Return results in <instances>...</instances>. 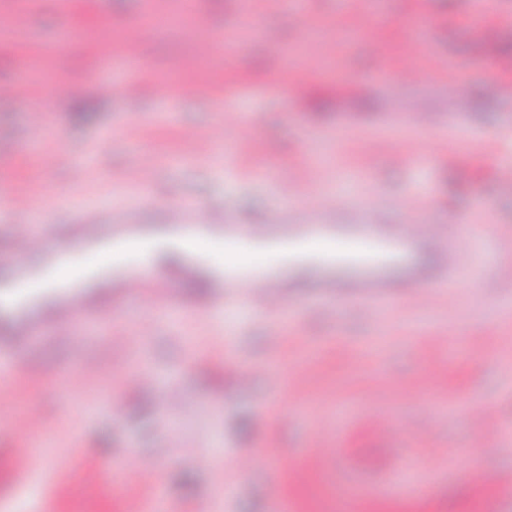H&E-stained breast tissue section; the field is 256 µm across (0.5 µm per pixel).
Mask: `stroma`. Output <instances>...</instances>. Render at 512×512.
<instances>
[{
    "mask_svg": "<svg viewBox=\"0 0 512 512\" xmlns=\"http://www.w3.org/2000/svg\"><path fill=\"white\" fill-rule=\"evenodd\" d=\"M336 10V0H304L299 13L264 11L257 0H172L160 21L144 0H17L0 13V83L32 90L0 100L11 151L0 186L26 190L41 222L65 231L83 211L122 209L128 199L114 181L148 168L143 231L160 239L151 275L173 297L165 309L147 292L130 299L116 269L69 335H56L51 303L41 306L43 336L19 350L27 380L0 394V512H124L157 491L164 512H512V487L468 483L457 471L463 461L512 479V187L498 180L512 168V74L498 68L512 58V0H381L350 19ZM249 17L277 31L278 44L253 38L213 67L219 43ZM494 20L498 35L485 41ZM349 22L358 39L325 55L323 40ZM65 32L60 61L46 48ZM131 32L142 58L114 74L137 85L133 106L98 88L102 58ZM409 67L417 77L400 79ZM306 68V94L285 97L283 80ZM163 83L175 96L157 97ZM131 111L141 115L132 129ZM410 112L436 123L419 129ZM217 126L219 142L185 136ZM417 141L413 160L405 151ZM78 169L94 182L77 187ZM311 172V198L331 186L348 198L339 224L362 223L358 202L373 196L388 224L417 203L429 224L492 225L491 235L460 241L478 287L448 292L427 254L425 276L372 305L320 292L328 270L307 262L284 268L287 345L273 348L272 319L243 303L201 315L211 292L198 285L209 272L165 244L166 207L260 225L289 211L279 183ZM30 223L0 212V337L19 316L1 286L15 274L12 229ZM419 288L431 291L422 307L410 302ZM446 333L452 345L432 344ZM244 365L255 368L246 384ZM486 402L490 416L473 418L471 406ZM18 448L66 466L28 475ZM346 485L358 493L341 496Z\"/></svg>",
    "mask_w": 512,
    "mask_h": 512,
    "instance_id": "stroma-1",
    "label": "stroma"
}]
</instances>
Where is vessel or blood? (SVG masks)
I'll list each match as a JSON object with an SVG mask.
<instances>
[{
  "instance_id": "obj_1",
  "label": "vessel or blood",
  "mask_w": 512,
  "mask_h": 512,
  "mask_svg": "<svg viewBox=\"0 0 512 512\" xmlns=\"http://www.w3.org/2000/svg\"><path fill=\"white\" fill-rule=\"evenodd\" d=\"M280 193L292 206L295 213L292 223H285L280 212H273L267 225L225 224L216 222L211 215H202L194 207L182 206L168 211L170 232L176 240L188 238H218L225 243L249 250L261 247L282 253L289 262L317 261L326 265L341 266L349 270L345 281L322 280L321 290L338 296H347L362 302H374L390 293L391 283L386 270L397 263L408 265L409 277L419 275V269L411 264V257L420 250L433 253L439 270L461 269L466 259L461 253L451 251V241L465 236L469 227L465 224L452 226L448 236H440L435 226L408 220L403 224L381 222L374 199H367L368 219L361 224L348 225L346 231H338L333 218L343 205V198L326 196L316 203H308L303 185L285 182ZM320 217V234L332 242V249L310 251L305 242L310 235L313 217ZM142 225L141 210L129 205L112 212H91L80 216L73 232L60 231L57 225H41L37 235L16 231L13 237L16 257V274L12 290L22 307L17 334L0 342V375L13 381H22L26 368L17 356L19 346L34 343L42 335L39 319L32 309L31 297L38 282L51 286L50 297L55 306V333L67 335L70 323L82 320L87 313L85 296L81 282L84 271L67 281L54 278L58 263H77L84 251L94 248H108L119 242L135 240ZM40 238L46 256V266L40 271L30 269L25 258L32 247L33 238ZM280 279L264 273L262 268L252 265H239L219 269L214 273L213 293L208 302L211 309L224 306L225 293H234L246 305L258 312L272 314L281 303ZM123 286L128 297H139L143 288H150L159 305L171 301L170 291L165 280L157 279L145 284L142 277L128 274Z\"/></svg>"
}]
</instances>
